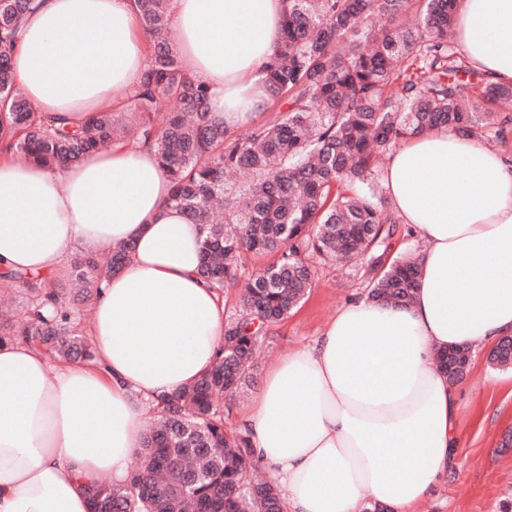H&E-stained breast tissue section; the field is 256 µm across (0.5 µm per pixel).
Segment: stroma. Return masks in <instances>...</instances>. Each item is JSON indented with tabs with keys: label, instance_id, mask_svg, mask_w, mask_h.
I'll use <instances>...</instances> for the list:
<instances>
[{
	"label": "stroma",
	"instance_id": "stroma-1",
	"mask_svg": "<svg viewBox=\"0 0 512 512\" xmlns=\"http://www.w3.org/2000/svg\"><path fill=\"white\" fill-rule=\"evenodd\" d=\"M367 294L358 267L321 269L317 284L262 343L255 382L289 352L312 344L337 310ZM488 350L470 359L460 382L457 411V466L412 512H512V370L493 368Z\"/></svg>",
	"mask_w": 512,
	"mask_h": 512
}]
</instances>
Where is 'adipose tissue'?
Returning <instances> with one entry per match:
<instances>
[{
    "instance_id": "adipose-tissue-1",
    "label": "adipose tissue",
    "mask_w": 512,
    "mask_h": 512,
    "mask_svg": "<svg viewBox=\"0 0 512 512\" xmlns=\"http://www.w3.org/2000/svg\"><path fill=\"white\" fill-rule=\"evenodd\" d=\"M12 59L36 112L77 124L121 105L149 64L134 0H35ZM184 71L227 132L270 101L285 0H170ZM456 51L512 84V0H457ZM80 36L63 52V38ZM384 180L423 243L409 305L360 298L268 372L243 422L286 512H410L456 466L459 389L438 350L512 335V160L441 130L400 142ZM154 150L118 143L64 168L0 153V269L61 272L133 245L87 329L95 362L0 344V512H89L81 484L124 482L150 401L192 384L224 343V301L198 276L199 232L169 206ZM298 408H291L289 400Z\"/></svg>"
}]
</instances>
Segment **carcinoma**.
<instances>
[{
	"label": "carcinoma",
	"instance_id": "obj_1",
	"mask_svg": "<svg viewBox=\"0 0 512 512\" xmlns=\"http://www.w3.org/2000/svg\"><path fill=\"white\" fill-rule=\"evenodd\" d=\"M33 0H0V141L48 167L81 162L114 138L151 146L172 182L170 203L199 225V275L214 291L246 279L241 303L224 324V345L203 377L159 399L139 461L125 483L103 477L84 486L91 512H284L280 491L254 472L260 460L247 433L225 429L232 404L253 381L256 350L316 279L318 265L341 256L367 274V298L407 305L420 249L393 251L401 234L377 178L400 141L439 130L483 139L497 132L491 105L512 85L472 81L453 56L448 31L456 0H286L283 34L267 67L274 116L230 135L206 111L207 88L182 69L168 37L169 0H135L151 42V62L131 95L139 120L120 126L99 112L78 127L33 110L11 66L20 22ZM177 102L178 112L163 109ZM240 175L239 192L225 176ZM132 246L73 261L76 296L98 301L104 282ZM272 261L243 277V257ZM0 281L31 292L27 319L0 317V344L23 341L63 361L94 352L73 326L76 308L50 275L3 269ZM491 361L512 368L500 339ZM448 370V351L436 358Z\"/></svg>",
	"mask_w": 512,
	"mask_h": 512
}]
</instances>
